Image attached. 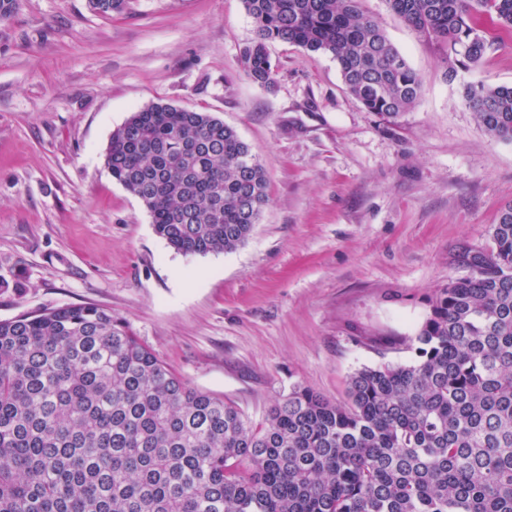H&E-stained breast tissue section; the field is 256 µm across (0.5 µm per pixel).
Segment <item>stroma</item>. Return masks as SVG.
<instances>
[{
    "label": "stroma",
    "mask_w": 512,
    "mask_h": 512,
    "mask_svg": "<svg viewBox=\"0 0 512 512\" xmlns=\"http://www.w3.org/2000/svg\"><path fill=\"white\" fill-rule=\"evenodd\" d=\"M420 77L393 121L345 89L335 60L269 45L274 85L246 75L242 0H17L0 21V321L95 304L177 376L253 424L295 388L347 400L352 373L409 362L428 299L462 276L512 203V142L492 139L463 83L512 85V38L447 79L432 42L385 0H360ZM164 102L234 127L266 171L269 205L231 252L186 256L113 180L105 150Z\"/></svg>",
    "instance_id": "35a3bbf8"
}]
</instances>
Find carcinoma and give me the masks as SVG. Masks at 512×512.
<instances>
[{
  "mask_svg": "<svg viewBox=\"0 0 512 512\" xmlns=\"http://www.w3.org/2000/svg\"><path fill=\"white\" fill-rule=\"evenodd\" d=\"M102 15L128 0H88ZM437 44L448 77L512 34V0H386ZM247 76L269 87L267 44L331 55L347 91L387 119L421 80L359 0H243ZM492 138L512 142V86L463 84ZM112 178L184 255L232 251L269 203L267 175L207 112L152 103L112 132ZM466 274L437 289L406 364L362 367L348 400L294 390L256 427L188 384L129 326L91 305L0 321V512H512V204Z\"/></svg>",
  "mask_w": 512,
  "mask_h": 512,
  "instance_id": "obj_1",
  "label": "carcinoma"
}]
</instances>
